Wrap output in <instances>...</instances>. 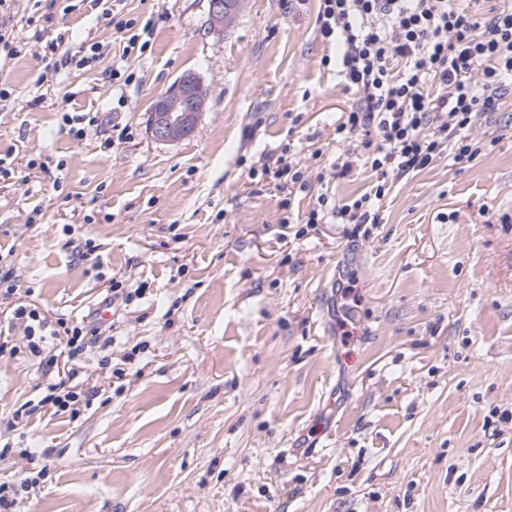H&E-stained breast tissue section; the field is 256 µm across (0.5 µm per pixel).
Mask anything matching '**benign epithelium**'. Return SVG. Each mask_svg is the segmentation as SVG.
Returning <instances> with one entry per match:
<instances>
[{
	"label": "benign epithelium",
	"mask_w": 512,
	"mask_h": 512,
	"mask_svg": "<svg viewBox=\"0 0 512 512\" xmlns=\"http://www.w3.org/2000/svg\"><path fill=\"white\" fill-rule=\"evenodd\" d=\"M240 0H211L210 24L224 28ZM206 89L201 78L186 72L156 98L150 108L149 132L159 142H178L193 133L206 106Z\"/></svg>",
	"instance_id": "1"
}]
</instances>
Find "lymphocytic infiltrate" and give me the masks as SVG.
<instances>
[{
	"label": "lymphocytic infiltrate",
	"instance_id": "lymphocytic-infiltrate-1",
	"mask_svg": "<svg viewBox=\"0 0 512 512\" xmlns=\"http://www.w3.org/2000/svg\"><path fill=\"white\" fill-rule=\"evenodd\" d=\"M319 2L316 32L338 50L322 63L334 66L345 88L356 95L334 129L345 151L328 164L323 148L304 158L286 144L275 160L250 167L248 177L257 187L274 185L286 211L297 193L313 194L314 203L302 218L305 224H377L398 181L445 156L462 165L491 152V142L476 138L473 130L500 112L512 91V0H498L474 15L460 10L456 0ZM109 24L123 42L110 72L113 86L122 89L136 79L134 61L152 50L150 28L119 12L110 15ZM106 50L97 41L63 53L54 42L42 46L41 56L51 71L89 70ZM360 168L369 174L360 197L339 204L322 192L326 179ZM21 296L12 268L0 263V305L12 324L22 328L30 355L39 357L58 346L69 362L67 371L46 386L39 403L58 415H76L98 389L79 381L75 364L88 347L105 349L112 339L93 317L51 321Z\"/></svg>",
	"mask_w": 512,
	"mask_h": 512
}]
</instances>
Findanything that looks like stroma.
Listing matches in <instances>:
<instances>
[{"instance_id": "stroma-1", "label": "stroma", "mask_w": 512, "mask_h": 512, "mask_svg": "<svg viewBox=\"0 0 512 512\" xmlns=\"http://www.w3.org/2000/svg\"><path fill=\"white\" fill-rule=\"evenodd\" d=\"M318 9L241 0L220 30L209 0H54L41 28L34 0L0 15L31 46L0 58V252L52 320L99 309L110 278L147 288L110 318L123 376L99 347L81 359L101 391L77 417L38 408L52 371L0 351V417L37 407L34 456L0 460V481L46 472L25 512H512V96L474 130L491 153L400 181L382 223L297 234L281 192H254L247 172L288 142L342 150L334 122L353 95L321 64ZM112 10L152 29L120 92ZM60 34L110 51L46 71L36 48ZM187 71L206 110L190 137L155 141L150 107ZM63 102L98 131L74 140ZM116 126L131 140L101 148ZM38 156L63 161L69 200L28 169ZM88 238L100 268L74 256Z\"/></svg>"}]
</instances>
